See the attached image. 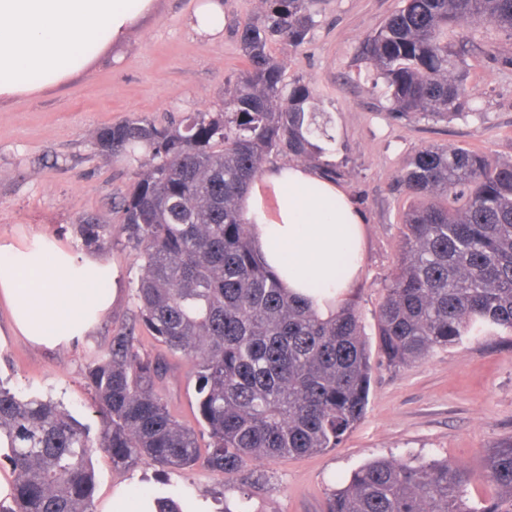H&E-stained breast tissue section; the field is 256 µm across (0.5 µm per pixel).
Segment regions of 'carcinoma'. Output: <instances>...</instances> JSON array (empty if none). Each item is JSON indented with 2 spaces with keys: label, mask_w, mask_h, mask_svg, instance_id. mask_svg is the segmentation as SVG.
<instances>
[{
  "label": "carcinoma",
  "mask_w": 512,
  "mask_h": 512,
  "mask_svg": "<svg viewBox=\"0 0 512 512\" xmlns=\"http://www.w3.org/2000/svg\"><path fill=\"white\" fill-rule=\"evenodd\" d=\"M315 2L262 0L239 30L247 68L224 88L223 107L171 126L132 117L97 129L99 154L149 157L114 210L143 260L137 317L160 350L140 353L123 328L89 356L95 436L60 404L0 384V437L8 440L0 459L15 474L13 507L0 512H95L98 451L118 468L201 462L232 478L253 459L336 448L364 417L374 365L355 305L323 319L289 294L245 218L270 155L316 161L314 140H334L309 87H285L269 51L275 41H305ZM463 23L512 36V0H401L368 38L391 113L436 121L477 114L462 52L448 44ZM398 181L410 203L402 260L376 313L380 358L396 367L466 336L512 332V159L492 164L477 149L431 146L409 158ZM74 232L91 252L112 244V224L100 217L80 219ZM176 356L192 365L203 445L163 393ZM478 477L499 491L483 512H512V441L486 451L478 472L439 460H373L332 491L323 512H473L465 496Z\"/></svg>",
  "instance_id": "1"
}]
</instances>
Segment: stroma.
Here are the masks:
<instances>
[{
    "label": "stroma",
    "mask_w": 512,
    "mask_h": 512,
    "mask_svg": "<svg viewBox=\"0 0 512 512\" xmlns=\"http://www.w3.org/2000/svg\"><path fill=\"white\" fill-rule=\"evenodd\" d=\"M194 0H157L153 14L119 45L66 86L0 103V239L48 234L82 252L74 232L79 216L112 218L105 259L120 275L121 295L82 343L41 349L7 335L0 306V382L23 398H52L91 430H98L85 368L91 351L107 348L116 331L136 325L135 284L141 260L125 243L113 204L135 179L138 166L123 154L103 156L93 146L99 127L128 117L163 124L189 112H206L245 68L237 28L259 0H224V35L198 37L187 25ZM399 0H317L314 26L299 47L274 42L285 83H302L328 112L335 143L322 154L336 164L339 182L365 217V260L351 299L367 337L400 263L401 218L408 201L396 181L415 150L427 146L474 148L493 161L512 159V36L488 25L459 27L449 41L466 46L467 90L480 117L432 121L397 118L384 84L367 80L369 35ZM191 364L182 361L166 382L171 409L192 420ZM512 439V333L468 336L400 367L375 364L366 413L336 448L319 454L254 460L232 480L204 466L160 471L150 461L117 469L102 452L93 457L96 500L116 486L159 485L184 498L225 499L238 512H321L328 494L365 463L386 458L445 460L479 468L485 449Z\"/></svg>",
    "instance_id": "1"
}]
</instances>
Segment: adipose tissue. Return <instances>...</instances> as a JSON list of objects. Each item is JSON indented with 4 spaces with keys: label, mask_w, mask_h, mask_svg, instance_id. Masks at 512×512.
<instances>
[{
    "label": "adipose tissue",
    "mask_w": 512,
    "mask_h": 512,
    "mask_svg": "<svg viewBox=\"0 0 512 512\" xmlns=\"http://www.w3.org/2000/svg\"><path fill=\"white\" fill-rule=\"evenodd\" d=\"M155 0H0V101L68 82L126 39ZM266 265L294 295L330 316L348 301L364 261L362 212L335 181L291 163L267 170L247 199ZM103 257L36 235L0 240V302L13 335L47 349L92 335L118 293ZM107 281L100 289L99 281Z\"/></svg>",
    "instance_id": "obj_1"
}]
</instances>
